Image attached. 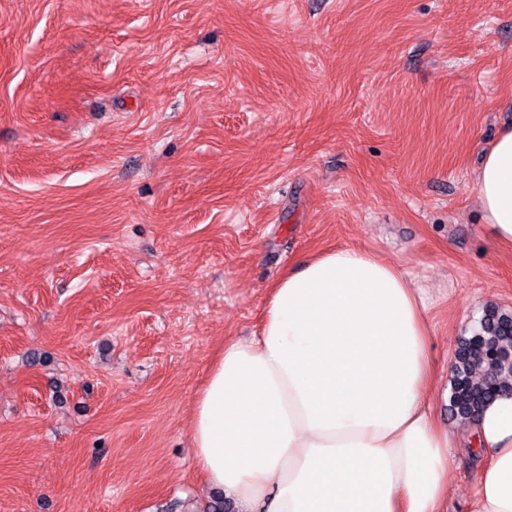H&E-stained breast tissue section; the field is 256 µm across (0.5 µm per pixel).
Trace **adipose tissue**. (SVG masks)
Returning <instances> with one entry per match:
<instances>
[{
  "label": "adipose tissue",
  "mask_w": 512,
  "mask_h": 512,
  "mask_svg": "<svg viewBox=\"0 0 512 512\" xmlns=\"http://www.w3.org/2000/svg\"><path fill=\"white\" fill-rule=\"evenodd\" d=\"M512 245V128L473 172ZM423 289L398 264L333 247L276 280L260 330L225 340L190 409L203 481L239 512H441L460 445L438 423ZM482 464L465 512H512V394L471 425Z\"/></svg>",
  "instance_id": "obj_1"
}]
</instances>
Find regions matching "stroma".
<instances>
[{
    "mask_svg": "<svg viewBox=\"0 0 512 512\" xmlns=\"http://www.w3.org/2000/svg\"><path fill=\"white\" fill-rule=\"evenodd\" d=\"M512 0H0V512H199L190 404L270 286L362 246L431 296L438 422L512 251ZM464 512L475 462L448 464ZM484 224L498 243L512 245V128L498 133L473 172Z\"/></svg>",
    "mask_w": 512,
    "mask_h": 512,
    "instance_id": "35a3bbf8",
    "label": "stroma"
}]
</instances>
